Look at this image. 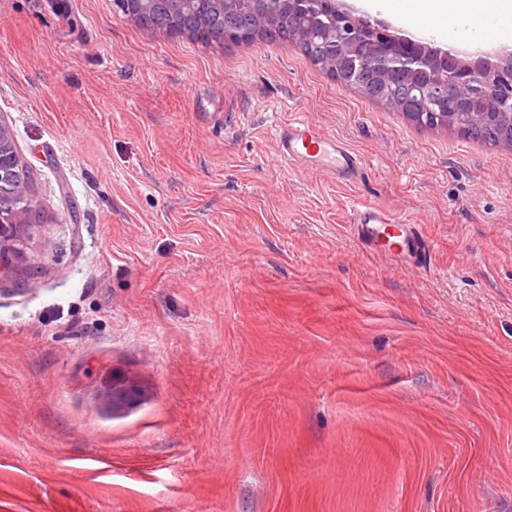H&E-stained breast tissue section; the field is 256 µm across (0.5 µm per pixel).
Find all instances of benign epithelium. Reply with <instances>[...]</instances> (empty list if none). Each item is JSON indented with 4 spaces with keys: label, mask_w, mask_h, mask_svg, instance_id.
<instances>
[{
    "label": "benign epithelium",
    "mask_w": 512,
    "mask_h": 512,
    "mask_svg": "<svg viewBox=\"0 0 512 512\" xmlns=\"http://www.w3.org/2000/svg\"><path fill=\"white\" fill-rule=\"evenodd\" d=\"M332 7L349 30L344 53L360 56L373 54L374 66L380 77H390L406 60L414 71L447 85V99L462 107L466 115H481L486 119L512 126V50L505 47L493 53L466 52L453 46L435 47L436 55L425 56L417 48L428 45L426 39L408 35L383 19L375 18L346 3L330 0ZM480 87L492 98H475L472 87ZM19 195L21 211L10 224L0 225V242L32 235L37 225L30 223L22 212L28 200L23 184L14 188Z\"/></svg>",
    "instance_id": "benign-epithelium-1"
}]
</instances>
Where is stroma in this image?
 Segmentation results:
<instances>
[{"label":"stroma","instance_id":"stroma-1","mask_svg":"<svg viewBox=\"0 0 512 512\" xmlns=\"http://www.w3.org/2000/svg\"><path fill=\"white\" fill-rule=\"evenodd\" d=\"M296 118L361 176L281 161ZM0 123L44 220L0 243V512H512V149L112 0H0ZM355 231L370 247L398 248V254L404 258L412 259L414 247L419 242V231L415 224H389L376 210L367 208L360 217L359 224H355ZM393 238H402L401 243L391 242Z\"/></svg>","mask_w":512,"mask_h":512}]
</instances>
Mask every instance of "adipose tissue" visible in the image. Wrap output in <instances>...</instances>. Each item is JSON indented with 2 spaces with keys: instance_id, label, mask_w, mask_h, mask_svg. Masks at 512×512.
I'll return each instance as SVG.
<instances>
[{
  "instance_id": "obj_1",
  "label": "adipose tissue",
  "mask_w": 512,
  "mask_h": 512,
  "mask_svg": "<svg viewBox=\"0 0 512 512\" xmlns=\"http://www.w3.org/2000/svg\"><path fill=\"white\" fill-rule=\"evenodd\" d=\"M366 9L395 14L400 24L412 28L422 17L441 23L438 36L461 34L468 41L479 42V28L486 18V0H410L406 9L394 10L391 0H362Z\"/></svg>"
}]
</instances>
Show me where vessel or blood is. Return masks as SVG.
I'll use <instances>...</instances> for the list:
<instances>
[{"instance_id":"vessel-or-blood-1","label":"vessel or blood","mask_w":512,"mask_h":512,"mask_svg":"<svg viewBox=\"0 0 512 512\" xmlns=\"http://www.w3.org/2000/svg\"><path fill=\"white\" fill-rule=\"evenodd\" d=\"M275 141L280 157L288 163L319 168L342 180L358 177L364 166L342 142L301 119L276 126ZM355 231L371 247L397 244L399 255L406 258L419 242L417 225L388 223L371 208L362 212Z\"/></svg>"}]
</instances>
